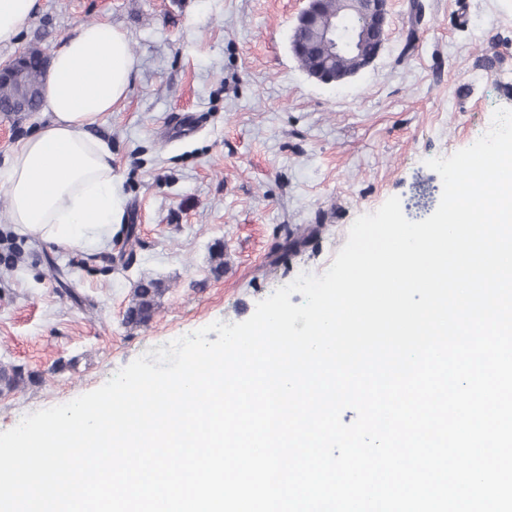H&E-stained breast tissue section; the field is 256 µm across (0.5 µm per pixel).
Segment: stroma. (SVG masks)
<instances>
[{"label":"stroma","instance_id":"stroma-1","mask_svg":"<svg viewBox=\"0 0 512 512\" xmlns=\"http://www.w3.org/2000/svg\"><path fill=\"white\" fill-rule=\"evenodd\" d=\"M409 3L392 0L372 65L324 84L290 47L305 0H39L0 63L31 45L51 53L87 23L129 34L127 96L94 129L112 146L123 203L111 239L89 248L0 222L19 252L0 263V366L34 376L0 393V431L17 410L95 390L147 351L248 319L300 272H325L355 219L388 198L412 221L435 211L442 182L427 159L472 145L487 114L512 109V0H421L411 43ZM143 277L164 292L131 327Z\"/></svg>","mask_w":512,"mask_h":512}]
</instances>
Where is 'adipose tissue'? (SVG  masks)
<instances>
[{
    "mask_svg": "<svg viewBox=\"0 0 512 512\" xmlns=\"http://www.w3.org/2000/svg\"><path fill=\"white\" fill-rule=\"evenodd\" d=\"M35 7L36 0H0V46L18 43ZM134 64L127 33L109 24H84L53 51L47 119L0 166L6 221L20 233L62 246L110 237L121 196L112 150L90 129L125 98Z\"/></svg>",
    "mask_w": 512,
    "mask_h": 512,
    "instance_id": "1",
    "label": "adipose tissue"
}]
</instances>
